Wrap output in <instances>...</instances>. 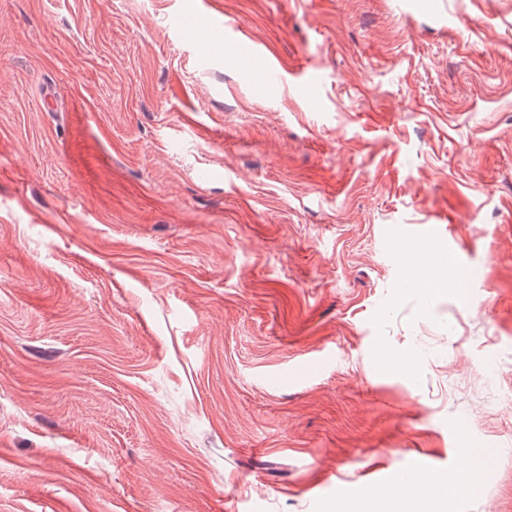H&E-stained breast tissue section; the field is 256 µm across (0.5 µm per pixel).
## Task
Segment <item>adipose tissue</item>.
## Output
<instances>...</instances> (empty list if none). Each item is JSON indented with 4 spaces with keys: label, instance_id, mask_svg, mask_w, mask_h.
I'll return each mask as SVG.
<instances>
[{
    "label": "adipose tissue",
    "instance_id": "1",
    "mask_svg": "<svg viewBox=\"0 0 512 512\" xmlns=\"http://www.w3.org/2000/svg\"><path fill=\"white\" fill-rule=\"evenodd\" d=\"M486 472L482 452L466 450L465 464L461 470L438 484L416 482L411 488L401 487L374 493L373 501L385 505L386 512H436L439 503L451 496L475 493L481 486Z\"/></svg>",
    "mask_w": 512,
    "mask_h": 512
}]
</instances>
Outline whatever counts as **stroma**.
Wrapping results in <instances>:
<instances>
[{
  "label": "stroma",
  "mask_w": 512,
  "mask_h": 512,
  "mask_svg": "<svg viewBox=\"0 0 512 512\" xmlns=\"http://www.w3.org/2000/svg\"><path fill=\"white\" fill-rule=\"evenodd\" d=\"M215 6L0 0V512H512V0ZM486 460L482 452L465 449V465L440 484L418 481L406 490L402 487L379 490L372 496L378 506L384 503V512H443L436 511L439 503L448 496H466L475 493L482 485Z\"/></svg>",
  "instance_id": "1"
}]
</instances>
